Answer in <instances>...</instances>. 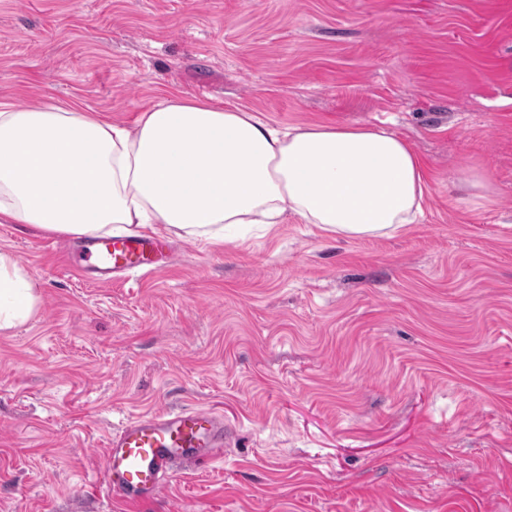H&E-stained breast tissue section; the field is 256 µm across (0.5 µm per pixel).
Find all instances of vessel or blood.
Returning a JSON list of instances; mask_svg holds the SVG:
<instances>
[{"instance_id":"obj_1","label":"vessel or blood","mask_w":512,"mask_h":512,"mask_svg":"<svg viewBox=\"0 0 512 512\" xmlns=\"http://www.w3.org/2000/svg\"><path fill=\"white\" fill-rule=\"evenodd\" d=\"M169 243L157 236H96L71 267L88 263L110 275L149 272ZM224 419L198 409L158 411L128 420L107 439L105 481L113 498L138 507L154 499L174 465L203 467L224 454Z\"/></svg>"}]
</instances>
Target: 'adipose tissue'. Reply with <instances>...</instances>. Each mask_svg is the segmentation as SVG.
I'll return each mask as SVG.
<instances>
[{
  "label": "adipose tissue",
  "instance_id": "1",
  "mask_svg": "<svg viewBox=\"0 0 512 512\" xmlns=\"http://www.w3.org/2000/svg\"><path fill=\"white\" fill-rule=\"evenodd\" d=\"M427 179L402 137L369 126L280 130L240 108L166 98L134 129L82 104L0 105V224L75 237L112 224L164 225L221 241L239 224L295 215L341 237H382L414 223ZM38 297L0 252V330Z\"/></svg>",
  "mask_w": 512,
  "mask_h": 512
}]
</instances>
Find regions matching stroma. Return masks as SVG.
<instances>
[{
  "label": "stroma",
  "instance_id": "35a3bbf8",
  "mask_svg": "<svg viewBox=\"0 0 512 512\" xmlns=\"http://www.w3.org/2000/svg\"><path fill=\"white\" fill-rule=\"evenodd\" d=\"M171 96L400 135L423 214L171 233L108 284L0 224L39 296L0 332V512H125L107 436L182 408L229 444L149 512H512V0H0V104L131 128Z\"/></svg>",
  "mask_w": 512,
  "mask_h": 512
}]
</instances>
